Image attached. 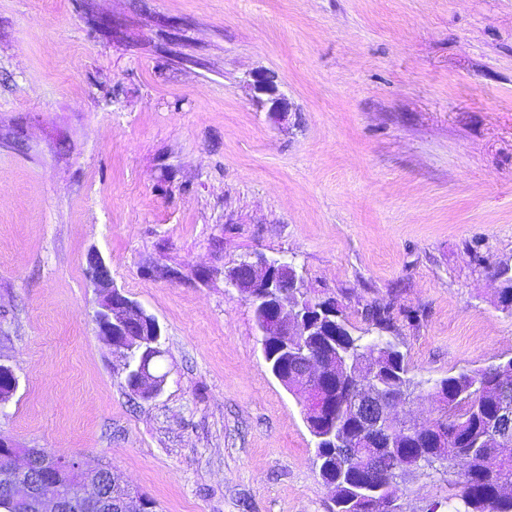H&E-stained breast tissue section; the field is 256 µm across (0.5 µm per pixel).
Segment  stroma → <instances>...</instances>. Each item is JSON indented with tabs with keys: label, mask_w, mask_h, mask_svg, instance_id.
<instances>
[{
	"label": "stroma",
	"mask_w": 512,
	"mask_h": 512,
	"mask_svg": "<svg viewBox=\"0 0 512 512\" xmlns=\"http://www.w3.org/2000/svg\"><path fill=\"white\" fill-rule=\"evenodd\" d=\"M94 251L161 325L151 400L96 335ZM257 255L357 330L393 305L416 377L511 357L512 0H0V434L156 512H336L225 279ZM254 89L257 94L267 96L266 104H269L268 112L272 116L288 112V102L278 94L275 76L270 73H262L254 80Z\"/></svg>",
	"instance_id": "stroma-1"
}]
</instances>
